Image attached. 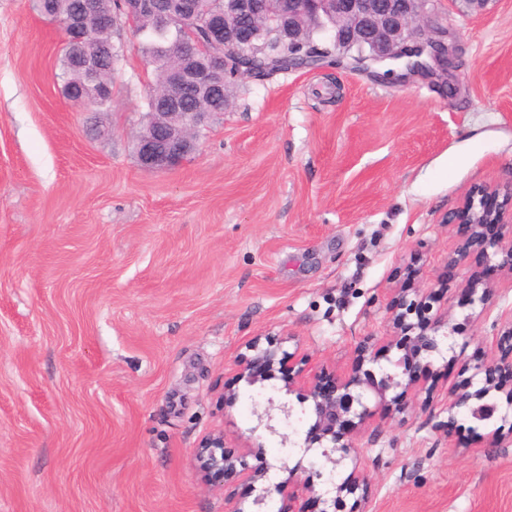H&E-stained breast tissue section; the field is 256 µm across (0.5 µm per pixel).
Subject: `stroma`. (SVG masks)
<instances>
[{"mask_svg":"<svg viewBox=\"0 0 512 512\" xmlns=\"http://www.w3.org/2000/svg\"><path fill=\"white\" fill-rule=\"evenodd\" d=\"M427 9L458 45L454 86L327 65L241 80L197 153L152 171L135 154L155 84L143 36L114 31L112 102L79 112L57 78L62 26L0 0V512H224L229 496L251 512L263 486L277 512L274 485L316 435L291 370L334 384L428 286L459 334L402 418L367 394L366 508L512 512V443L441 401L512 327V273L444 221L512 178V0ZM475 278L490 311L468 303ZM269 337L290 365L248 384L236 360ZM271 401L293 409L290 446L260 423ZM217 431L225 455L268 464L261 486L201 477Z\"/></svg>","mask_w":512,"mask_h":512,"instance_id":"1","label":"stroma"}]
</instances>
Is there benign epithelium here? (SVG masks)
<instances>
[{"label":"benign epithelium","mask_w":512,"mask_h":512,"mask_svg":"<svg viewBox=\"0 0 512 512\" xmlns=\"http://www.w3.org/2000/svg\"><path fill=\"white\" fill-rule=\"evenodd\" d=\"M429 0H283L277 22L269 20V0H224V8L209 10L203 0H176L171 10L160 13L156 0H122L121 11L128 23H134L142 16L152 17L156 24L165 26L170 22L171 11L176 10L184 19L192 22L199 18L205 24L207 40H196L197 61L184 64L164 73L161 85L166 90L156 99L157 111L150 113L149 124L142 131L136 145L138 161L142 167L169 171L182 165L196 153L198 143L193 133L207 122L210 113L187 111L183 96L189 92L210 94L224 87V72L212 60L214 51H238L253 43L266 28L269 34L288 43L300 42L310 29L333 32V41L341 51L354 47L362 49L353 61L367 70L374 64H404L406 74H422L434 78H446L455 68L456 45L453 37L440 40L432 36L427 20ZM62 25L76 34L74 43L81 47L80 33L87 30V15H74L62 21ZM86 81L89 86L106 85L103 69L97 64L96 56L84 54ZM501 197L512 206V179L481 190L480 199L468 195L459 209L447 219L449 224H468V244L485 250L492 249L501 255L500 265L512 273V212L502 209L488 211L484 202L488 198ZM470 305L491 307L492 288L488 284H471L466 288ZM422 304L402 303L403 311L392 317V330L374 340L383 343L387 349L415 348L416 353L431 356L441 351L458 327L450 322L448 308L438 307L434 316L417 323L406 319ZM254 355L236 362L242 378L250 384L273 375L282 363L279 357L280 342L267 341L262 348L253 345ZM378 361V355L370 342L359 345L357 360L348 375L339 377L334 389L326 391L315 381V376H306L298 371L288 380V388L300 386L306 389L314 403L315 426L320 439L327 441L320 456L330 461L331 454L340 463L350 460L352 471L340 484L334 487L335 495H316L318 482L324 478V464L315 459L301 471L288 470V477L275 490L281 496L279 512H305L300 505L304 496H314L322 504L320 512H343V497L354 495L367 487V476L362 465L361 449L356 443L341 436L339 431L357 418L368 419L370 410L365 403L361 389L368 387L379 400H386L387 392L397 391L392 397L395 412L401 413L405 406L412 404L423 389L424 377L432 370L431 362L410 364L403 359L392 362L394 372H386L378 382L361 378L360 371L365 362ZM484 375L483 387L470 395L459 386H451L445 392L443 401L452 413L461 407L468 408L471 418L477 422L493 420L499 412L497 402L487 396L495 391L505 395L512 405V354L508 358L492 357L474 366L473 376ZM476 403H470L471 399ZM248 453L239 457L224 455V432L219 431L207 437L195 453L196 467L203 476L217 478L226 471L238 473L245 481L254 484L262 480L267 468L252 466L247 461Z\"/></svg>","instance_id":"7a95c632"}]
</instances>
